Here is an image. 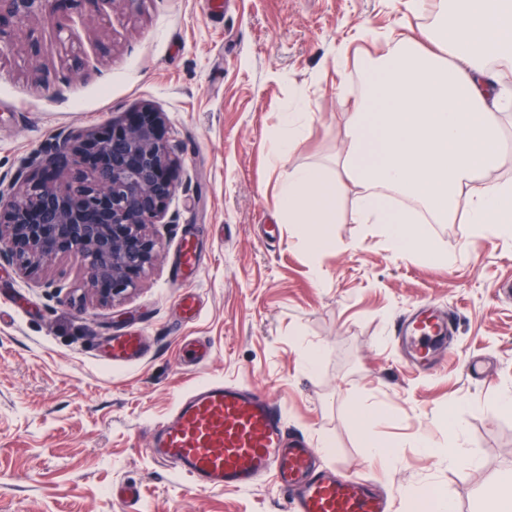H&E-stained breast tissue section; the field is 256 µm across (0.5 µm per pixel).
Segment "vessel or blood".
<instances>
[{"label":"vessel or blood","mask_w":512,"mask_h":512,"mask_svg":"<svg viewBox=\"0 0 512 512\" xmlns=\"http://www.w3.org/2000/svg\"><path fill=\"white\" fill-rule=\"evenodd\" d=\"M413 342V357L431 360L448 332V322L426 301L403 322ZM135 335L112 340L109 361L139 358ZM149 451L173 465L203 490L249 488L272 479L292 495V512H391L388 498L367 482L318 468L306 438L289 433L282 409L266 395L221 380H211L182 396L171 415L154 426Z\"/></svg>","instance_id":"1"}]
</instances>
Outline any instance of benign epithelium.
I'll return each instance as SVG.
<instances>
[{"mask_svg": "<svg viewBox=\"0 0 512 512\" xmlns=\"http://www.w3.org/2000/svg\"><path fill=\"white\" fill-rule=\"evenodd\" d=\"M80 0H0V47L28 34L33 20L65 32L63 4ZM163 114L141 104L97 129L67 133L41 150L32 176L0 199V260L34 274L60 256L88 271L83 295L102 306L136 290L158 256L181 159L164 137Z\"/></svg>", "mask_w": 512, "mask_h": 512, "instance_id": "benign-epithelium-1", "label": "benign epithelium"}]
</instances>
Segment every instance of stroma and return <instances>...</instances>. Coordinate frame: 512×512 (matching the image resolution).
Listing matches in <instances>:
<instances>
[{
    "mask_svg": "<svg viewBox=\"0 0 512 512\" xmlns=\"http://www.w3.org/2000/svg\"><path fill=\"white\" fill-rule=\"evenodd\" d=\"M430 22L412 0H84L68 11L65 47L38 21L40 53L22 41L0 54V178L29 171L60 131L101 126L140 103L163 112L182 159L153 228L159 258L124 299H79L87 271L68 256L33 276L0 263V512H291L271 482L202 490L150 456L151 429L212 378L273 397L321 465L395 493V512H415L427 490L456 512H486V490L512 481V412L493 409L512 393L503 293L512 237L460 220L428 224L447 262L400 256L379 225L354 221L351 189L326 227L329 248L315 253L277 199L285 167L335 175L349 96L383 48L363 30L415 36ZM341 47L344 78L334 67ZM297 102L315 119L280 167L269 142ZM188 241L200 265L184 277ZM189 297L193 315L182 308ZM426 300L446 308L451 327L437 367L420 371L399 358L396 325ZM128 333L142 336L141 358L107 361L106 345ZM194 339L210 347L207 363L196 364ZM358 406L390 419L361 434ZM420 436L436 454L416 447ZM387 442L383 476L368 446ZM452 448L471 465L450 466ZM130 484L135 509L115 494Z\"/></svg>",
    "mask_w": 512,
    "mask_h": 512,
    "instance_id": "1",
    "label": "stroma"
}]
</instances>
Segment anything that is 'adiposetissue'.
<instances>
[{
    "mask_svg": "<svg viewBox=\"0 0 512 512\" xmlns=\"http://www.w3.org/2000/svg\"><path fill=\"white\" fill-rule=\"evenodd\" d=\"M434 14L423 39L400 37L368 65L367 89L352 103L345 149L329 177L319 166L284 172L279 202L295 237L325 250L348 187L355 220L378 224L406 252L427 250L418 210L436 224L457 219L512 234V181L480 175L501 157L495 114L512 109L492 65L512 66V0H416Z\"/></svg>",
    "mask_w": 512,
    "mask_h": 512,
    "instance_id": "obj_1",
    "label": "adipose tissue"
}]
</instances>
